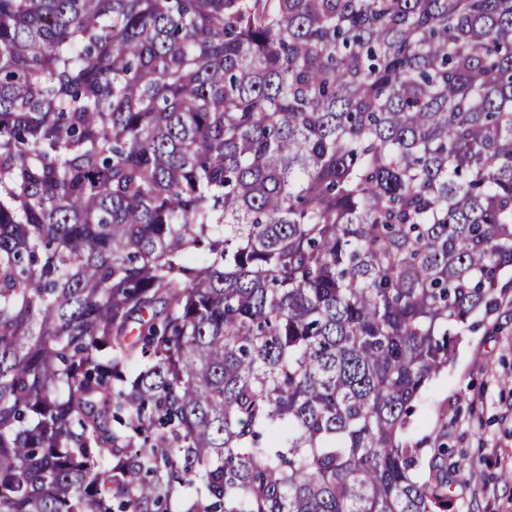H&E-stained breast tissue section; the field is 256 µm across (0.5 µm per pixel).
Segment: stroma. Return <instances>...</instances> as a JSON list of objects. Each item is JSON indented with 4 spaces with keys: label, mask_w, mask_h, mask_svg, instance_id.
Returning <instances> with one entry per match:
<instances>
[{
    "label": "stroma",
    "mask_w": 512,
    "mask_h": 512,
    "mask_svg": "<svg viewBox=\"0 0 512 512\" xmlns=\"http://www.w3.org/2000/svg\"><path fill=\"white\" fill-rule=\"evenodd\" d=\"M412 440L471 464L468 481L448 476L458 512H512V290L465 332L453 364L418 403Z\"/></svg>",
    "instance_id": "1"
}]
</instances>
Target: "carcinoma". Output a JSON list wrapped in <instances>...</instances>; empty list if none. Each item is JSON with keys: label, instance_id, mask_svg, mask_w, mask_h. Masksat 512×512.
Returning a JSON list of instances; mask_svg holds the SVG:
<instances>
[{"label": "carcinoma", "instance_id": "1", "mask_svg": "<svg viewBox=\"0 0 512 512\" xmlns=\"http://www.w3.org/2000/svg\"><path fill=\"white\" fill-rule=\"evenodd\" d=\"M509 288L512 0H0V512H453ZM462 337L454 363L417 404L410 438L448 448L455 512H512V290ZM465 463L467 483L456 476Z\"/></svg>", "mask_w": 512, "mask_h": 512}]
</instances>
